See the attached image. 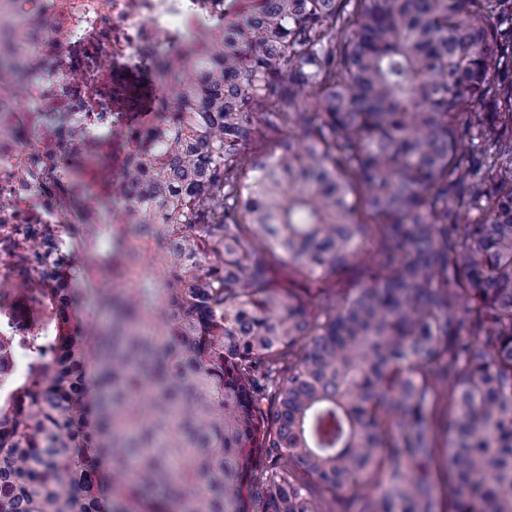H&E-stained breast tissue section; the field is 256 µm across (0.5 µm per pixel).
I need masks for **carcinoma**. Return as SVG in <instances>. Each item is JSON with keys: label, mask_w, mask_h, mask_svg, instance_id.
<instances>
[{"label": "carcinoma", "mask_w": 512, "mask_h": 512, "mask_svg": "<svg viewBox=\"0 0 512 512\" xmlns=\"http://www.w3.org/2000/svg\"><path fill=\"white\" fill-rule=\"evenodd\" d=\"M31 29L0 13V93ZM167 66L154 205L40 291L0 512H512V0H232Z\"/></svg>", "instance_id": "obj_1"}]
</instances>
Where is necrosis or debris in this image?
I'll list each match as a JSON object with an SVG mask.
<instances>
[{
    "label": "necrosis or debris",
    "instance_id": "obj_1",
    "mask_svg": "<svg viewBox=\"0 0 512 512\" xmlns=\"http://www.w3.org/2000/svg\"><path fill=\"white\" fill-rule=\"evenodd\" d=\"M226 0H14L40 33L32 44L39 69L25 80L26 99L0 95V386L27 369L25 339L50 336V315L36 316L46 274L67 280L63 235L69 224L104 223L127 204L121 175L158 119V69L182 46L194 20L221 18ZM52 102L58 118L41 109ZM112 133L98 188L100 208L86 207L72 187V156L101 154V130ZM30 285L28 296L19 285Z\"/></svg>",
    "mask_w": 512,
    "mask_h": 512
}]
</instances>
